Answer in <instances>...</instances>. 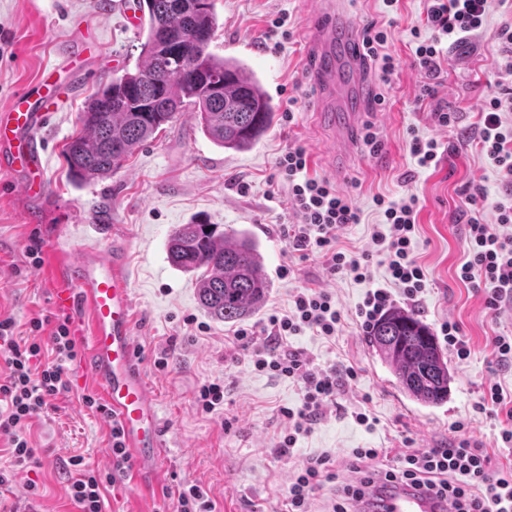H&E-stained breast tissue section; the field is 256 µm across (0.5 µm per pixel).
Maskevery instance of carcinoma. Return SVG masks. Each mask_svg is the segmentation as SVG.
<instances>
[{
	"label": "carcinoma",
	"mask_w": 512,
	"mask_h": 512,
	"mask_svg": "<svg viewBox=\"0 0 512 512\" xmlns=\"http://www.w3.org/2000/svg\"><path fill=\"white\" fill-rule=\"evenodd\" d=\"M147 13L138 63L92 93L79 129L65 145L67 173L93 181L123 166L179 112H196L198 126L216 145L253 148L270 130L275 106L256 75L240 60L210 51L217 29L215 0H138ZM177 268L198 273L203 308L225 323L256 313L271 281L259 245L246 232L225 237L213 224H181L168 241ZM414 402L448 401V360L430 328L415 313L393 307L366 337Z\"/></svg>",
	"instance_id": "1"
}]
</instances>
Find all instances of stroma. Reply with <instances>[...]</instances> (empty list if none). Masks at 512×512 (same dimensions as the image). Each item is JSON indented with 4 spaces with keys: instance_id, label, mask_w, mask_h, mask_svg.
<instances>
[{
    "instance_id": "1",
    "label": "stroma",
    "mask_w": 512,
    "mask_h": 512,
    "mask_svg": "<svg viewBox=\"0 0 512 512\" xmlns=\"http://www.w3.org/2000/svg\"><path fill=\"white\" fill-rule=\"evenodd\" d=\"M339 2L355 28L372 20L386 28L383 51L396 64L390 83L377 88L383 103L370 104L365 120L376 144L356 140L343 177L332 178V144L312 121L320 103L309 44L317 0H215L218 27L210 49L254 71L276 107L271 130L251 150H227L185 111L109 177L75 183L67 177L62 151L79 127L87 97L134 69L139 31L131 23L140 13L134 0H0V106L16 90L36 85L56 104L40 131L47 192L28 198L0 176V319H12L16 335L45 344L60 318L43 262L28 256L32 243L45 248L60 237L74 255L119 242L129 269L141 368L171 442L160 463L161 483L143 492L128 477L105 486L102 512H171L166 491L192 484L215 502L216 512H283L294 472L324 452L336 462V480L310 510L329 512L337 486L355 478L353 449L384 448L395 456L409 448H434L454 439L452 427L459 421L466 424L464 436L490 456L492 468L512 467V447L500 439L499 419L474 410L492 382L512 398V365L499 363L490 346L493 336H512V302L490 311L483 291L458 275L469 219L462 190L471 183L484 186L480 213L487 224L496 223L495 204L508 192L481 152L477 132L487 98L512 97V70L495 37L497 29L512 23V8L493 0L485 27L464 44L445 45L440 70L431 76L415 64L411 36L413 27L424 24V0H398L393 6L386 0ZM283 14L292 32L288 39L272 25ZM444 107L456 114L452 126H441L436 118ZM415 134L437 141L436 165L420 167L410 154ZM298 145L307 152L309 175L332 179L360 211V223L341 230L337 245L357 257L368 254L364 280L331 274L322 255L301 256L284 234V225L298 218L287 185L271 177L277 159ZM379 196L418 199L412 247L426 286L416 301L406 300L391 280L387 253L372 239L382 228ZM191 222L216 225L221 233L246 230L260 244L272 287L261 310L241 324L212 318L199 302L196 274L168 261L170 234ZM285 265L293 267L292 277L281 276ZM304 288L329 292L345 320L335 338L308 330L290 337L289 345L316 366L340 372L350 366L358 377L339 390L293 453L280 457L274 448L288 429L281 411L297 406L300 388L257 371L232 338L242 325L263 343L268 315L287 310L292 295ZM378 288L391 293L395 306L415 311L432 331L447 320L459 324L471 355L463 361L449 357L452 381L444 405L409 400L368 347L356 311ZM35 319L42 321L41 329L32 328ZM70 381L53 408L29 423L34 458L0 487V504L9 512H78L67 495L70 458L82 456L86 468L102 476L110 468L112 422L83 402L99 390L83 379L77 363L70 367ZM209 383L223 387L224 401L208 412L197 396ZM360 411L368 415V425L357 423Z\"/></svg>"
}]
</instances>
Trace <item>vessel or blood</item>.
I'll return each mask as SVG.
<instances>
[{"label":"vessel or blood","instance_id":"vessel-or-blood-1","mask_svg":"<svg viewBox=\"0 0 512 512\" xmlns=\"http://www.w3.org/2000/svg\"><path fill=\"white\" fill-rule=\"evenodd\" d=\"M309 42L318 60V81L324 96L337 84L346 88L342 109L324 108L321 124L330 127L338 155L330 159L334 173L350 163L351 137L361 117V96L369 78L357 62L355 28L342 16L323 17L313 24ZM50 103L29 106L26 91H18L0 109V174L17 169L41 170L44 148L38 137ZM48 272L57 311L75 316L78 341L85 349L82 372L98 387L111 420L120 427L139 484L155 479L165 433L138 361L129 278L122 254L115 249L86 248L78 256L49 250ZM355 512H455L452 502L437 500L424 489L397 486L372 488Z\"/></svg>","mask_w":512,"mask_h":512}]
</instances>
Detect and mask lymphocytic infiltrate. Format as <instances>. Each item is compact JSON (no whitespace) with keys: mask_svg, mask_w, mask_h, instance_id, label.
Segmentation results:
<instances>
[{"mask_svg":"<svg viewBox=\"0 0 512 512\" xmlns=\"http://www.w3.org/2000/svg\"><path fill=\"white\" fill-rule=\"evenodd\" d=\"M491 0H425V27L413 29L414 61L427 72L440 66L442 41L462 43L470 33L486 23ZM429 37H422V30ZM503 102L493 96L486 100L478 145L492 160L503 182L512 186V128L504 127L500 111ZM277 177L287 183L299 223L286 227L294 250L323 253L331 274L366 279L368 265L336 248L337 233L360 221V212L327 180L307 174V153L298 146L282 154L276 162ZM466 203L472 208L468 220L467 259L459 277L480 280L487 309L498 310L505 299H512V236L502 226L512 224V197L496 204L497 225L483 223L476 208L486 192L481 185L465 189ZM390 233L385 237L389 255L388 272L406 299H414L425 286V274L412 249L415 230L416 197L397 203L377 198ZM344 321V314L333 297L320 289L305 288L293 294L286 312L269 315L262 332L263 344H256L251 331L241 329L234 336L238 347L250 353L256 370L274 377L296 381L301 390L297 408L283 409L288 430L277 445L278 455L290 454L299 436L321 420L325 406L335 400L337 391L356 379L354 369L337 374L332 369L312 367L303 352L289 348V337L310 329L333 338ZM69 319H62L50 336L49 347L22 343L15 335L12 320H0V360L6 373L0 379V437L6 439L10 467H27L33 448L27 434L28 421L50 407L52 400L68 391V370L77 359L76 343L69 330ZM110 454L112 470L99 478L85 470L81 457L70 460L74 473L68 493L79 512H101L104 482H116L131 468L120 428H112ZM352 468L359 478L341 491L331 512H349L351 505L375 480L411 483L425 487L437 497L452 500L456 512H512V469L491 472V460L483 448L467 438H456L447 447L403 452L389 457L380 448H356ZM335 463L329 454L308 458L294 474L288 487L286 512H309L311 500L327 483L336 479Z\"/></svg>","mask_w":512,"mask_h":512,"instance_id":"lymphocytic-infiltrate-1","label":"lymphocytic infiltrate"}]
</instances>
